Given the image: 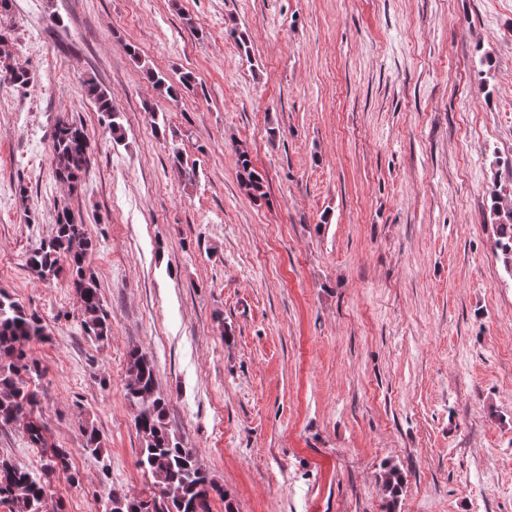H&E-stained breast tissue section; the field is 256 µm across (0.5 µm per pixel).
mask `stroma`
Segmentation results:
<instances>
[{
	"label": "stroma",
	"mask_w": 512,
	"mask_h": 512,
	"mask_svg": "<svg viewBox=\"0 0 512 512\" xmlns=\"http://www.w3.org/2000/svg\"><path fill=\"white\" fill-rule=\"evenodd\" d=\"M10 33L31 81L0 83V291L48 329L27 385L79 476L51 477L65 512L154 492L133 348L226 493L212 512H383L388 465L398 512H512V277L490 215L491 191L512 202V0H14ZM129 43L194 92L158 98ZM62 118L90 137L75 194L48 157ZM239 145L266 202L240 183ZM61 204L93 241L104 343L66 276L26 265ZM0 456L43 464L15 425ZM83 86L86 94L95 101L98 112H101L107 118V126L112 140L115 143L121 142L125 137L124 127L120 121L119 114L112 106L111 94L91 80H86ZM383 481L384 492L386 493L388 512H396L398 507V498L402 488V476L395 468L385 471Z\"/></svg>",
	"instance_id": "obj_1"
}]
</instances>
